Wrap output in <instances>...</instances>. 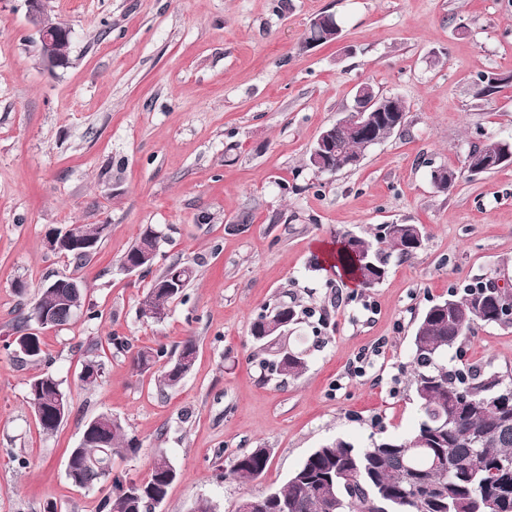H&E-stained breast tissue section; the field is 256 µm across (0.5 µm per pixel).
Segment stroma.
Returning a JSON list of instances; mask_svg holds the SVG:
<instances>
[{
	"label": "stroma",
	"mask_w": 512,
	"mask_h": 512,
	"mask_svg": "<svg viewBox=\"0 0 512 512\" xmlns=\"http://www.w3.org/2000/svg\"><path fill=\"white\" fill-rule=\"evenodd\" d=\"M323 12L340 39L302 48ZM47 16L71 29L70 62L52 71L26 0H0V512H100L111 481L75 487L66 464L101 413L141 442L114 474L142 480L158 453L175 467L157 512L201 501L236 512L330 440L364 448L415 430L419 317L468 285L512 281V166L462 169L474 146L512 141V86L490 100L474 86L512 73V0H51ZM365 83L405 100L404 127L356 169L314 172L310 147ZM443 166L462 172L445 193L432 181ZM74 224L107 227L79 266L46 240ZM387 224L421 225L423 244L375 287L315 267L322 243ZM149 225L162 235L158 267L196 270L160 322L140 319L148 281L120 266ZM61 274L99 317L42 333L71 401L48 436L26 403L41 367L6 344L18 308ZM282 302L297 313L289 346L307 362L296 378L263 368L251 335ZM113 336L136 350L193 339L194 367L160 390L158 368L137 370ZM90 342L104 369L86 387ZM447 360L512 376V326L475 325ZM255 448L270 451L266 474L233 479Z\"/></svg>",
	"instance_id": "stroma-1"
}]
</instances>
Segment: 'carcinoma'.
<instances>
[{
	"label": "carcinoma",
	"instance_id": "carcinoma-1",
	"mask_svg": "<svg viewBox=\"0 0 512 512\" xmlns=\"http://www.w3.org/2000/svg\"><path fill=\"white\" fill-rule=\"evenodd\" d=\"M508 81H494L490 73L478 76L476 96L488 98ZM395 112L384 113L373 138H357L347 127H327L333 151L331 170H350L349 158L363 156L374 142L386 139L407 120L406 102L394 99ZM512 155V142L491 141L472 149L477 166L489 171L499 169L496 162ZM79 239L101 241V225L77 224L70 228ZM159 232L144 228L139 239L126 251L121 263L142 258L143 276L152 274L155 260L144 255L159 249ZM423 229L417 224H387L383 233L368 240L344 234L336 250V267L347 275H360L361 287L380 283L388 272L392 256L408 257L421 247ZM195 274L188 264L173 263L154 276L142 300L141 317L155 320L154 311L169 308L179 299ZM82 289L40 287L27 314L14 323L15 339L24 347H15L23 358L50 363L43 349L40 331L61 329L81 312ZM53 312L45 326L40 314ZM497 311L493 289L484 283L469 286L461 298H452L431 306L422 315L413 336V360L416 370L412 387L421 411L418 428L410 434L376 441L368 448H356L342 438L314 449L291 474L286 484L269 492L267 512H377L385 505L394 512H512V378L504 383L496 374L477 369L450 368L442 361L447 351L459 345L477 323L494 324ZM284 318L293 322L295 309L278 304L261 313L252 326L253 338L277 354L264 361L273 373L299 376L305 369L302 354L279 345L281 336L270 330L271 322ZM196 358L193 340L167 350L164 346L141 350L133 357L141 369H150L164 361L158 385L177 386L192 370ZM103 363L89 353L82 363L79 381L91 386L102 377ZM468 383L482 394L492 389L497 401L487 407L464 409L453 401L456 386ZM67 394L52 373L43 371L28 384L27 403L45 434L56 432L65 421L54 413V404ZM426 446L411 453L408 445L416 438ZM138 438L129 433L118 418L112 426L100 427L92 418L84 425L79 445L70 451L67 475L72 484L91 488L104 480L112 461L137 454ZM269 452L254 448L238 456L231 476L241 481H255L268 468ZM177 472L163 455L153 457L148 477L140 482L124 483L112 478V496L104 499L102 512H152L150 500H165Z\"/></svg>",
	"mask_w": 512,
	"mask_h": 512
}]
</instances>
